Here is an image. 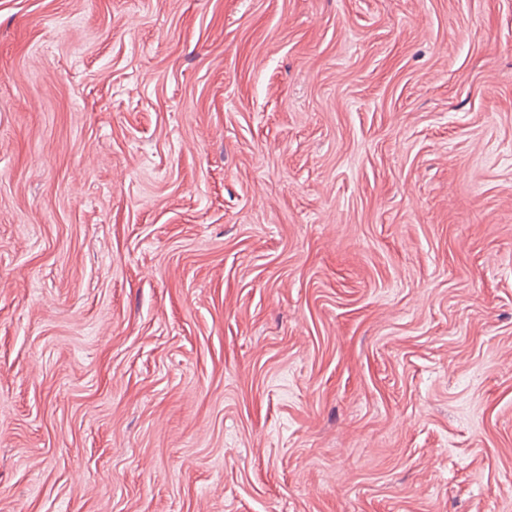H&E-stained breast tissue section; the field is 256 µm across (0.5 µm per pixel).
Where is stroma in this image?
<instances>
[{
	"instance_id": "stroma-1",
	"label": "stroma",
	"mask_w": 512,
	"mask_h": 512,
	"mask_svg": "<svg viewBox=\"0 0 512 512\" xmlns=\"http://www.w3.org/2000/svg\"><path fill=\"white\" fill-rule=\"evenodd\" d=\"M0 512H512V0H0Z\"/></svg>"
}]
</instances>
